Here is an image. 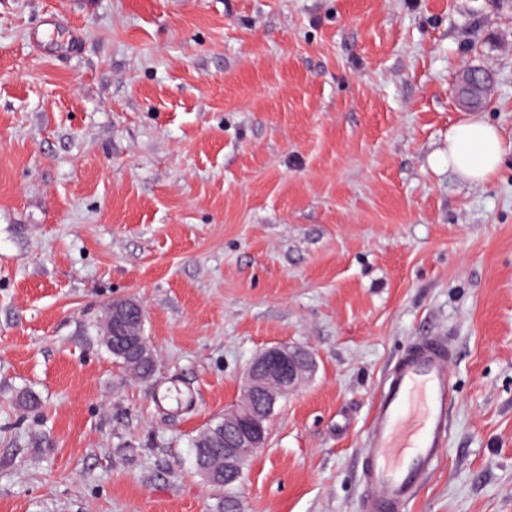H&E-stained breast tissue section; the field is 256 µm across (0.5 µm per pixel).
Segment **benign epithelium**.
Wrapping results in <instances>:
<instances>
[{
    "label": "benign epithelium",
    "instance_id": "benign-epithelium-1",
    "mask_svg": "<svg viewBox=\"0 0 512 512\" xmlns=\"http://www.w3.org/2000/svg\"><path fill=\"white\" fill-rule=\"evenodd\" d=\"M482 72L481 68L466 66L460 83L475 85L486 94L489 87ZM100 336L108 348L113 346L112 337L123 336L133 354L154 359L153 347L141 327L140 306L135 302H112L102 321ZM312 364L311 353L288 346L269 347L249 364L243 375L241 400L224 410L223 420L210 428L213 435L224 436V459L208 471V483L226 486L237 483L241 475L240 461L267 444L275 405L308 378Z\"/></svg>",
    "mask_w": 512,
    "mask_h": 512
}]
</instances>
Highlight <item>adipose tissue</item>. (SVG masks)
Listing matches in <instances>:
<instances>
[{
  "instance_id": "1",
  "label": "adipose tissue",
  "mask_w": 512,
  "mask_h": 512,
  "mask_svg": "<svg viewBox=\"0 0 512 512\" xmlns=\"http://www.w3.org/2000/svg\"><path fill=\"white\" fill-rule=\"evenodd\" d=\"M505 154L501 133L479 115L458 123L448 135V166L470 182L481 184L493 177Z\"/></svg>"
}]
</instances>
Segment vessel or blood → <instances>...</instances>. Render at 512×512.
I'll return each mask as SVG.
<instances>
[{
    "mask_svg": "<svg viewBox=\"0 0 512 512\" xmlns=\"http://www.w3.org/2000/svg\"><path fill=\"white\" fill-rule=\"evenodd\" d=\"M451 357L445 341L426 337L394 365L372 411L363 450L362 512H401L435 468L456 403Z\"/></svg>",
    "mask_w": 512,
    "mask_h": 512,
    "instance_id": "1",
    "label": "vessel or blood"
}]
</instances>
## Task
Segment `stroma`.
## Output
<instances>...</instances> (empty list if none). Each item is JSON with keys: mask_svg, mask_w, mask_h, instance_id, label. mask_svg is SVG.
<instances>
[{"mask_svg": "<svg viewBox=\"0 0 512 512\" xmlns=\"http://www.w3.org/2000/svg\"><path fill=\"white\" fill-rule=\"evenodd\" d=\"M468 65L511 144L512 0H0V512H361L421 336L457 402L401 512H512V152L449 169ZM121 299L150 379L99 336ZM280 344L315 369L215 487L192 439Z\"/></svg>", "mask_w": 512, "mask_h": 512, "instance_id": "35a3bbf8", "label": "stroma"}]
</instances>
